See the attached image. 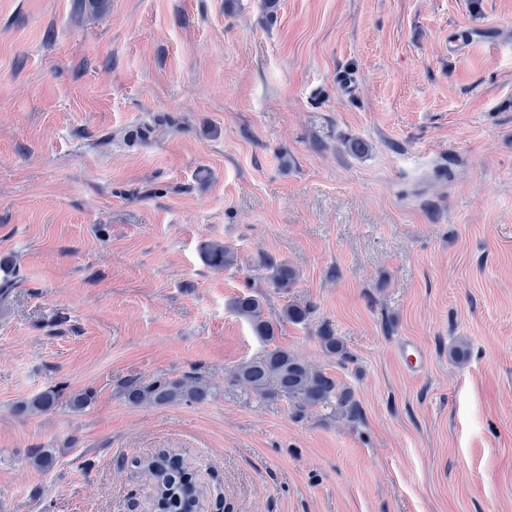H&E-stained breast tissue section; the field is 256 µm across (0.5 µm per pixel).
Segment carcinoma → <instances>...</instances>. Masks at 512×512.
Here are the masks:
<instances>
[{"instance_id":"obj_1","label":"carcinoma","mask_w":512,"mask_h":512,"mask_svg":"<svg viewBox=\"0 0 512 512\" xmlns=\"http://www.w3.org/2000/svg\"><path fill=\"white\" fill-rule=\"evenodd\" d=\"M200 251L204 262L213 269H223L236 261L234 252L216 241L202 243ZM264 266L270 271L269 280L274 287L285 291L294 284L296 272L288 264L268 258ZM233 308L250 322L255 335L268 343L276 337L277 322L286 320L303 323L310 315L307 309L287 305L278 320H271L264 316L260 298L252 294L236 297ZM320 339L329 353L343 360L347 358L343 344L330 329H322ZM228 381L260 398H285L299 408L328 407L335 403L352 413L357 411V404L352 401L350 393L340 388L333 378L312 371L283 347L267 350L257 358L238 364L230 372ZM121 392L132 405L202 402L210 394L209 386L195 376L149 385L127 380L121 385ZM92 401L93 394L90 391L67 394L62 387H50L20 403L18 411L42 413L60 406L80 411L90 406ZM29 458L42 470H48L54 464L53 454L45 448L32 451ZM134 466L153 480V512H201L204 489L182 453L172 448H160L153 454L136 459Z\"/></svg>"}]
</instances>
